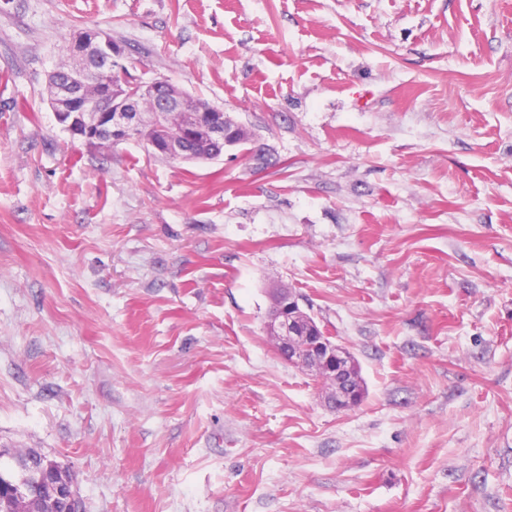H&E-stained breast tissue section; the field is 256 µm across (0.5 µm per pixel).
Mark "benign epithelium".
<instances>
[{"label": "benign epithelium", "mask_w": 512, "mask_h": 512, "mask_svg": "<svg viewBox=\"0 0 512 512\" xmlns=\"http://www.w3.org/2000/svg\"><path fill=\"white\" fill-rule=\"evenodd\" d=\"M71 68L56 70L49 79V104L57 122L72 137L87 143L101 132L121 141L130 136H147L151 149L184 162L191 155L189 144L169 132L171 116L183 111L186 102L167 97L164 81L127 82L125 76L109 83L106 96L90 100L85 95L89 82L122 71L120 50L107 32L84 29L73 33L66 47ZM143 97L166 99L163 107L145 112L138 108ZM224 110L200 109L191 139L224 141ZM301 298L288 288L274 291L273 307L264 329L280 355L321 384L326 403L339 411L359 405L363 384L355 370L351 350L338 341L316 335L315 318L300 304Z\"/></svg>", "instance_id": "obj_1"}]
</instances>
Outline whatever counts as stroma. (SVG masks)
<instances>
[{"label": "stroma", "instance_id": "35a3bbf8", "mask_svg": "<svg viewBox=\"0 0 512 512\" xmlns=\"http://www.w3.org/2000/svg\"><path fill=\"white\" fill-rule=\"evenodd\" d=\"M223 108L214 162L89 144L73 29ZM355 353L339 412L264 323ZM83 512H512V0H0V450Z\"/></svg>", "mask_w": 512, "mask_h": 512}]
</instances>
